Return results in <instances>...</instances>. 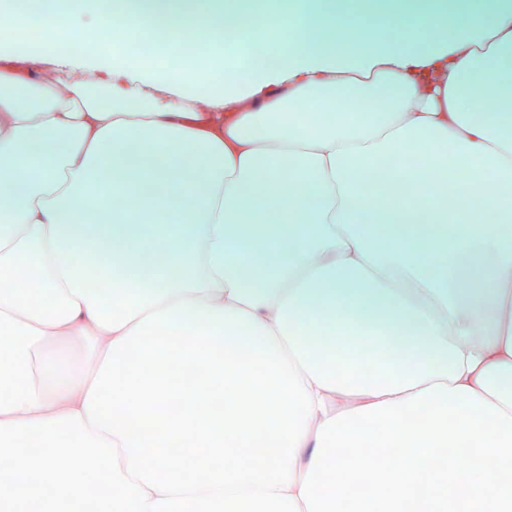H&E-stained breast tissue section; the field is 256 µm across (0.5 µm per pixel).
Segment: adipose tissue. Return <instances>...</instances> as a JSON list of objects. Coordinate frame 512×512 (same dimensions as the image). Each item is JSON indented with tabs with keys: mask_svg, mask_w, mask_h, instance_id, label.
Here are the masks:
<instances>
[{
	"mask_svg": "<svg viewBox=\"0 0 512 512\" xmlns=\"http://www.w3.org/2000/svg\"><path fill=\"white\" fill-rule=\"evenodd\" d=\"M181 11L202 37L240 16L139 0L118 30L91 5L30 27L134 43ZM382 14L311 0L263 67L181 87L175 59L38 75L0 38V512L96 490L102 512H512V0ZM452 164L474 174L453 191ZM154 213L177 232L132 222ZM189 334L224 365L169 412ZM387 447L408 465L378 468ZM444 447L478 474L434 479Z\"/></svg>",
	"mask_w": 512,
	"mask_h": 512,
	"instance_id": "ef3b65f1",
	"label": "adipose tissue"
}]
</instances>
